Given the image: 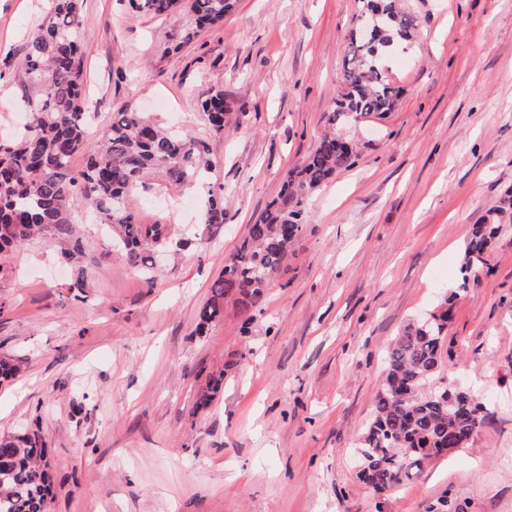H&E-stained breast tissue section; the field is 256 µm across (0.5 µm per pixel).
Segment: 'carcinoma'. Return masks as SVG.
Listing matches in <instances>:
<instances>
[{"mask_svg": "<svg viewBox=\"0 0 512 512\" xmlns=\"http://www.w3.org/2000/svg\"><path fill=\"white\" fill-rule=\"evenodd\" d=\"M146 13L161 16L188 6L195 27L213 25L228 15L235 0H133ZM83 0H51L45 19L27 45L25 79L37 97L28 121L9 139H0V253L40 237L69 241L64 262L77 266L82 254L73 215L93 210L99 224L116 232L129 260L147 263L149 253L171 245L163 224H141L134 195L143 178L162 173L190 186L209 177L212 163L203 141L165 129L134 105L112 113L96 146H89L95 116L87 112L83 54L77 32L88 20ZM420 30L418 15L403 0H361L350 31L330 130L302 164L290 169L278 197L249 227L247 236L224 261L199 309V326L224 318L231 300L244 314H262L271 279L286 264L303 231L311 194L336 174L352 168L355 145L342 143L336 127L363 115L395 109L402 89L392 83L389 48L409 43ZM201 108L211 130L224 134V89L210 88ZM86 155L77 175L71 164ZM204 224L224 223V197L209 195ZM512 224V190L471 225L464 245L463 283L486 264L503 227ZM454 294L445 295L426 316L405 327L385 354V368L374 398L373 415L360 443L366 467L359 479L383 492L402 484L409 471L424 470L434 459L466 448L484 425L488 408L481 395L456 388L443 373L456 367L446 347ZM236 362L211 373L195 407L207 408ZM20 366L0 357V382L16 378ZM47 443L36 433L0 435V512H49L53 483L44 469Z\"/></svg>", "mask_w": 512, "mask_h": 512, "instance_id": "1", "label": "carcinoma"}]
</instances>
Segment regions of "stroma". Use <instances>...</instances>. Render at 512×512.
I'll list each match as a JSON object with an SVG mask.
<instances>
[{
    "label": "stroma",
    "mask_w": 512,
    "mask_h": 512,
    "mask_svg": "<svg viewBox=\"0 0 512 512\" xmlns=\"http://www.w3.org/2000/svg\"><path fill=\"white\" fill-rule=\"evenodd\" d=\"M49 0H0V138L26 113L23 61ZM422 26L396 49L394 111L357 120L355 166L311 197L294 255L263 314L233 303L198 329L224 260L314 148L338 94L358 0H238L198 30L183 10L156 17L130 0H84L78 36L91 141L130 103L204 140L224 189V221H200L204 189L157 175L138 220L168 225L172 250L148 281L103 226L78 214L83 279L61 244L0 256V435L47 442L50 512H512V226L476 280L463 244L512 188V0H413ZM230 107L211 132L202 93ZM446 293L451 381L486 391L488 418L467 448L377 493L357 447L394 338ZM233 359L212 405L206 374Z\"/></svg>",
    "instance_id": "35a3bbf8"
}]
</instances>
